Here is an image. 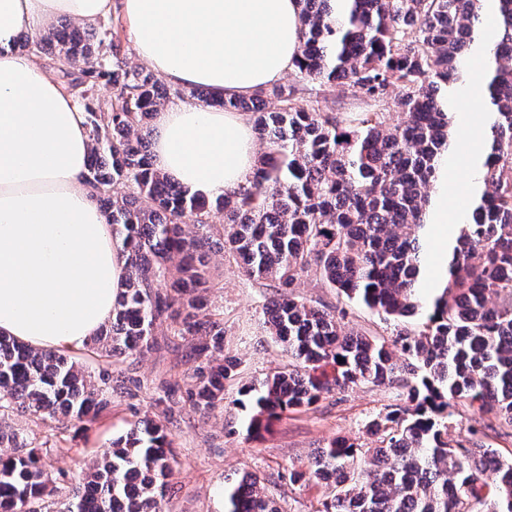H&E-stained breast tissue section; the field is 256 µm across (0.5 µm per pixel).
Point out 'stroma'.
<instances>
[{"instance_id": "stroma-1", "label": "stroma", "mask_w": 512, "mask_h": 512, "mask_svg": "<svg viewBox=\"0 0 512 512\" xmlns=\"http://www.w3.org/2000/svg\"><path fill=\"white\" fill-rule=\"evenodd\" d=\"M209 271L212 286L206 297L214 313L224 318V353L240 361L241 375L226 384L220 412L204 419L185 405L170 423L178 463L163 510L224 512V486L250 471L262 478L283 512H320L323 486L304 480L292 484L279 479V472L291 463L307 464L317 449L338 437L370 443L367 422L402 403V392L396 387L370 384L336 391L311 409L272 421L260 437L249 438L248 413L235 403L239 386L262 379L288 363L286 353L264 325L263 306L275 290L269 282L245 276L235 258L220 250L211 254ZM295 292L330 306L346 330L380 339L390 338L394 330L393 322L338 295L315 275L302 277ZM120 368L138 380L140 387L135 396H113L110 409L97 421L66 427L53 420L35 424L27 417L14 415L9 419L10 426L34 434L38 442L44 443L53 470L79 474L95 454L108 448L113 437L126 431L131 421L156 417L153 400L159 380L183 382L193 364L181 351L165 348L128 357ZM448 438H469L496 449L503 457H512V429L474 407L457 408Z\"/></svg>"}]
</instances>
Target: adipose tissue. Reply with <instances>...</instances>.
<instances>
[{
  "mask_svg": "<svg viewBox=\"0 0 512 512\" xmlns=\"http://www.w3.org/2000/svg\"><path fill=\"white\" fill-rule=\"evenodd\" d=\"M117 7L138 58L178 88L246 96L276 84L299 53L298 0H0V334L39 350L88 344L111 320L126 270L85 183V114L14 44ZM153 125L156 169L189 193L220 197L255 168L242 113L180 101Z\"/></svg>",
  "mask_w": 512,
  "mask_h": 512,
  "instance_id": "adipose-tissue-1",
  "label": "adipose tissue"
}]
</instances>
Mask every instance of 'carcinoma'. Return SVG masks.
I'll return each mask as SVG.
<instances>
[{
	"mask_svg": "<svg viewBox=\"0 0 512 512\" xmlns=\"http://www.w3.org/2000/svg\"><path fill=\"white\" fill-rule=\"evenodd\" d=\"M295 83L249 96L208 89V106L249 112L266 144L249 184L216 204L190 195L153 167L154 112L182 89L125 62L118 25L66 23L19 47L63 57L65 90L84 109L91 140L87 183L121 239L126 270L112 320L92 339L101 358L85 371L64 353L0 335V421L96 420L125 384L123 358L181 342L196 369L183 386L160 387V419L136 420L67 483L48 469L34 438L0 425V512H162L173 471L166 424L184 402L196 413L224 405L239 362L224 351V320L207 310V256L221 245L255 281H272L263 307L288 365L240 391L247 434L309 408L335 389L396 384L404 402L368 421L373 447L336 439L308 471L280 478L327 488L320 512H512V458L468 439L448 442L456 408L478 404L512 428V0H298ZM486 61V149L481 192L463 214L447 277L426 304L425 216L438 171L459 132L458 91L469 60ZM345 80L363 112L341 115L325 87ZM117 89L103 102L100 83ZM397 122H390L391 112ZM314 272L327 287L396 322L390 339L347 331L317 301L293 294ZM419 315L415 326L402 319ZM332 369L327 375L325 368ZM226 512H280L260 477L225 491Z\"/></svg>",
	"mask_w": 512,
	"mask_h": 512,
	"instance_id": "1",
	"label": "carcinoma"
}]
</instances>
